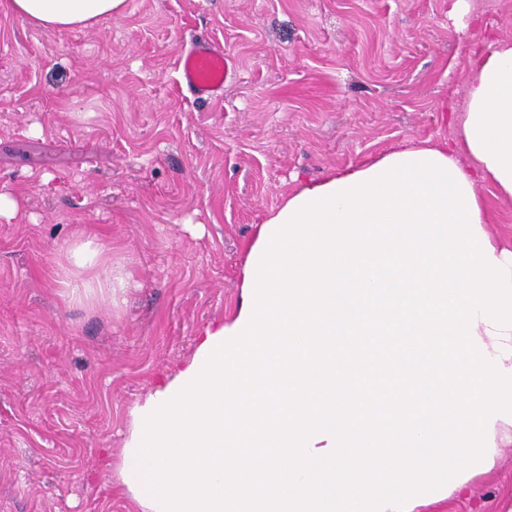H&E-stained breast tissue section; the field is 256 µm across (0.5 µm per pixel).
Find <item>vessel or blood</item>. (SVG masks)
I'll use <instances>...</instances> for the list:
<instances>
[{"label": "vessel or blood", "instance_id": "vessel-or-blood-1", "mask_svg": "<svg viewBox=\"0 0 512 512\" xmlns=\"http://www.w3.org/2000/svg\"><path fill=\"white\" fill-rule=\"evenodd\" d=\"M179 89L197 99L215 103L224 97L227 65L224 47L218 41H203L183 51L176 60Z\"/></svg>", "mask_w": 512, "mask_h": 512}]
</instances>
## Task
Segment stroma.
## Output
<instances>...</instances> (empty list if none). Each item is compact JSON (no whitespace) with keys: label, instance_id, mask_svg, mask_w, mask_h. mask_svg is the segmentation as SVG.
Returning a JSON list of instances; mask_svg holds the SVG:
<instances>
[{"label":"stroma","instance_id":"stroma-1","mask_svg":"<svg viewBox=\"0 0 512 512\" xmlns=\"http://www.w3.org/2000/svg\"><path fill=\"white\" fill-rule=\"evenodd\" d=\"M126 0L79 30L0 14V512H137L109 476L129 409L233 317L255 226L302 184L450 136L512 0ZM222 42L224 99L180 95L175 62ZM110 245L124 300L55 277L62 247ZM495 463L422 512H512V426Z\"/></svg>","mask_w":512,"mask_h":512}]
</instances>
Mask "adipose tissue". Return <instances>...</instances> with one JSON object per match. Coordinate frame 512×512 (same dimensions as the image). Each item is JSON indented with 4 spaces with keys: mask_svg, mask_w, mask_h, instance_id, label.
<instances>
[{
    "mask_svg": "<svg viewBox=\"0 0 512 512\" xmlns=\"http://www.w3.org/2000/svg\"><path fill=\"white\" fill-rule=\"evenodd\" d=\"M126 0H0V10L30 23L69 30L93 26L102 19L125 12ZM472 79L459 112L453 113L451 137L423 142L426 150L439 152L460 170L469 187L489 184L512 199V40L493 39L487 49L468 58ZM69 263L57 277L70 295L90 291L86 271L112 275L111 246L76 241L67 248Z\"/></svg>",
    "mask_w": 512,
    "mask_h": 512,
    "instance_id": "1",
    "label": "adipose tissue"
}]
</instances>
